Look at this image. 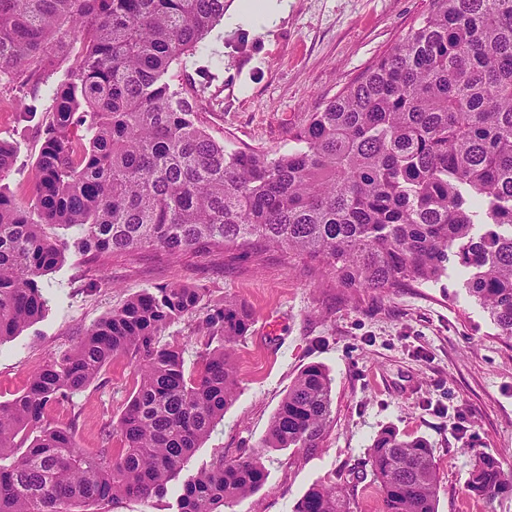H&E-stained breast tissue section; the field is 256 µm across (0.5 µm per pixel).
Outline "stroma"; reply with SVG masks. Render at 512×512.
<instances>
[{"label": "stroma", "mask_w": 512, "mask_h": 512, "mask_svg": "<svg viewBox=\"0 0 512 512\" xmlns=\"http://www.w3.org/2000/svg\"><path fill=\"white\" fill-rule=\"evenodd\" d=\"M427 6L428 0H288L274 23H220L206 39L208 54L170 75L177 84L208 82L199 119L213 138L274 151L393 48ZM69 66L62 58L50 74L23 72L0 82V140L13 143L16 154L0 187L19 201L32 195L51 109L47 90ZM41 282L49 300L44 315L0 344V401L140 293L185 285L202 289L204 305L234 298L254 314L236 348L239 395L181 478L163 499L117 500L106 512H176L184 478L217 452L258 450L281 399L310 364L325 366L333 379V420L323 447L261 452L265 485L226 512H292L318 483L341 485L351 512H381L379 492L361 470L373 436L389 427L431 444L441 477L438 512H512V495L489 502L465 491L475 451L512 469V339L499 335L468 295L457 264L439 282L378 293L337 287L332 276L284 251L248 262L221 252L173 258L146 248L93 260L70 251ZM159 341L181 344L187 372L198 369L205 338L192 319L172 324ZM137 379L133 361L114 360L48 414L74 425L84 452L117 453L118 422Z\"/></svg>", "instance_id": "1"}]
</instances>
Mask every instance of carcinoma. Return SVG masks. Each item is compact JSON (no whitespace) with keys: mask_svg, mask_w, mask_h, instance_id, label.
Listing matches in <instances>:
<instances>
[{"mask_svg":"<svg viewBox=\"0 0 512 512\" xmlns=\"http://www.w3.org/2000/svg\"><path fill=\"white\" fill-rule=\"evenodd\" d=\"M223 19L224 0H0V79L53 70L58 56L44 42L56 33L70 61L50 89L33 198L0 190V344L48 307L41 278L64 243L46 225L73 230L93 256L152 248L249 260L288 250L351 290L436 283L453 260L470 297L512 338V0H429L397 46L273 152L213 139L197 121L207 84L170 79L172 64L207 51ZM14 156L0 141V179ZM203 297L165 286L130 298L0 401V512L167 494L236 400L234 349L253 323L235 299L205 308L202 367L186 374L182 348L159 337ZM125 356L140 380L119 421L124 448L87 454L47 408ZM332 404L329 371L305 367L261 447H322ZM365 465L382 512H437L440 474L426 439L385 429ZM266 479L260 454L220 451L184 482L177 512H224ZM466 491L512 495V471L478 450ZM293 512H349V503L339 487L316 484Z\"/></svg>","mask_w":512,"mask_h":512,"instance_id":"cac0c4a2","label":"carcinoma"}]
</instances>
